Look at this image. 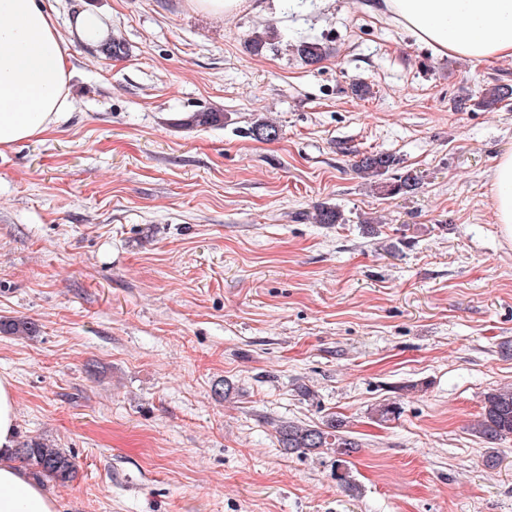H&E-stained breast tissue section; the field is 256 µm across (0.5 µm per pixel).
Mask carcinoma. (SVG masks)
I'll return each instance as SVG.
<instances>
[{
	"instance_id": "1",
	"label": "carcinoma",
	"mask_w": 512,
	"mask_h": 512,
	"mask_svg": "<svg viewBox=\"0 0 512 512\" xmlns=\"http://www.w3.org/2000/svg\"><path fill=\"white\" fill-rule=\"evenodd\" d=\"M276 34L277 29L268 25L262 29L245 32L243 38L249 48L258 54ZM296 52L306 64L314 65L323 60L328 48L320 42L303 41L297 45ZM510 95L512 88L488 85L469 97L457 100L454 108L464 109L467 103L471 102L480 109L493 110ZM222 118L223 113L206 109L192 113L182 120V125L191 128L211 126L221 122ZM251 135L257 139L270 141L274 137H279V129L271 122L261 119L254 122ZM355 169L359 175L373 179L378 192L390 196L410 194L416 191L422 182V176L416 171L400 169V160L384 152L362 155L356 161ZM316 222L342 224L345 218L339 209L322 206L317 209ZM35 332V325L29 321L0 319V333L31 336ZM471 431L491 445L512 437V386L496 388L485 393L482 412L471 424ZM276 432L279 446L290 454H321L325 451L333 454L336 479L344 488L356 489V483L346 468L345 457L358 452L360 444L348 430L345 419L335 415L320 426L282 421L277 424ZM15 459L23 463L30 474L39 480H52L64 485L73 481L77 475V466L71 451L48 440L31 438L19 442L15 450Z\"/></svg>"
}]
</instances>
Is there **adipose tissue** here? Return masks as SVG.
Returning a JSON list of instances; mask_svg holds the SVG:
<instances>
[{
  "label": "adipose tissue",
  "mask_w": 512,
  "mask_h": 512,
  "mask_svg": "<svg viewBox=\"0 0 512 512\" xmlns=\"http://www.w3.org/2000/svg\"><path fill=\"white\" fill-rule=\"evenodd\" d=\"M377 11L436 54L512 58V0H379ZM68 79L64 41L43 0H0V148L51 131L67 105ZM490 192L512 243V150L494 167ZM16 439L13 388L0 379V512H56L46 487L15 461Z\"/></svg>",
  "instance_id": "adipose-tissue-1"
}]
</instances>
